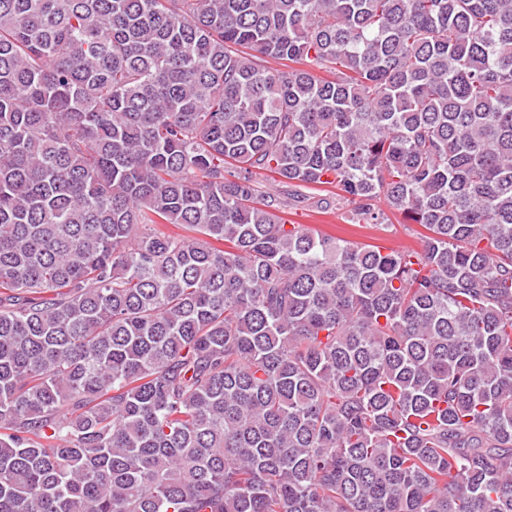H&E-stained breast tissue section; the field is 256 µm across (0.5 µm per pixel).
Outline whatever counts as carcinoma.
I'll return each instance as SVG.
<instances>
[{
    "label": "carcinoma",
    "mask_w": 512,
    "mask_h": 512,
    "mask_svg": "<svg viewBox=\"0 0 512 512\" xmlns=\"http://www.w3.org/2000/svg\"><path fill=\"white\" fill-rule=\"evenodd\" d=\"M0 512H512V0H0ZM284 217L289 223L306 224L313 229L351 242L372 241L370 237H374L379 239L376 241L377 243L392 249H408L419 246V239L415 233L418 227L415 224H399L393 216H390L392 224H382L379 228L373 229H362L348 224L344 210L325 214L306 207L290 209Z\"/></svg>",
    "instance_id": "obj_1"
}]
</instances>
